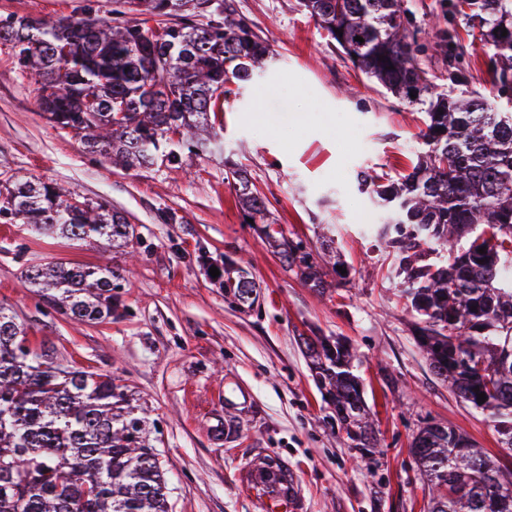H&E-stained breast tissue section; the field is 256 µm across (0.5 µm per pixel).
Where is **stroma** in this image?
<instances>
[{
	"label": "stroma",
	"mask_w": 512,
	"mask_h": 512,
	"mask_svg": "<svg viewBox=\"0 0 512 512\" xmlns=\"http://www.w3.org/2000/svg\"><path fill=\"white\" fill-rule=\"evenodd\" d=\"M84 2L0 0V15L57 18ZM405 4L426 45L418 63L447 85L448 53L435 45L448 25L440 0ZM234 6L276 58L225 100L224 155L190 158L177 172L124 169L86 152L40 114L34 79L0 43V181L63 185L107 203L133 229L127 246L106 251L9 225L0 233V305L57 365L112 375L147 410L169 512H271L255 481L262 457L287 465L301 512H426L410 450L424 423L457 429L509 469L512 449L487 414L461 403L430 371L376 238L385 211L358 185L363 172L385 181L410 172L423 115L330 50L299 0ZM458 49L471 73L465 91L492 98L488 56L464 34ZM228 158L266 196L288 239L315 254L323 237L334 239L342 268L323 269L331 291L306 286L256 226L243 223ZM169 210L182 223H164ZM229 259L256 281L252 305L235 302L223 277L210 275ZM54 261L119 271L112 318L78 322L44 303L24 273ZM304 336L340 337L356 354L380 455L363 458L346 441L313 380Z\"/></svg>",
	"instance_id": "35a3bbf8"
}]
</instances>
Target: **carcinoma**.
<instances>
[{"mask_svg":"<svg viewBox=\"0 0 512 512\" xmlns=\"http://www.w3.org/2000/svg\"><path fill=\"white\" fill-rule=\"evenodd\" d=\"M113 4L108 21L92 17L90 3L57 19H0V41L40 84L47 122L127 169L179 168L187 154L224 152L212 118L224 111L228 85L245 86L273 58L271 45L235 17L232 0H134L139 20L127 18L128 0ZM300 4L329 47L424 109L425 149L411 172L389 184L365 175L361 185L389 208L379 242L392 253L400 297L418 318L416 342L430 370L463 402L488 412L511 448L512 279L504 271L512 266V94L496 91L492 109L475 94L431 81L416 59L425 44L404 0ZM442 9L448 28L438 31L440 46L453 44L459 24L476 29L493 86L512 78V0H443ZM146 15L180 22L153 27ZM197 16L207 22H194ZM232 176L242 217L262 224L287 268L323 291L312 253L269 222L268 200L246 175ZM0 218L54 240L110 247L130 236L125 218L106 204L33 177L0 184ZM24 277L77 321L109 318L118 306L112 283L121 274L109 266L47 263ZM254 292L242 274L224 279V293L242 305ZM301 342L352 447L375 453L349 349L329 337ZM148 434L112 376L60 368L0 305V512H169L166 469ZM411 450L427 481L429 512H512V470L486 465L465 434L429 424Z\"/></svg>","mask_w":512,"mask_h":512,"instance_id":"carcinoma-1","label":"carcinoma"}]
</instances>
